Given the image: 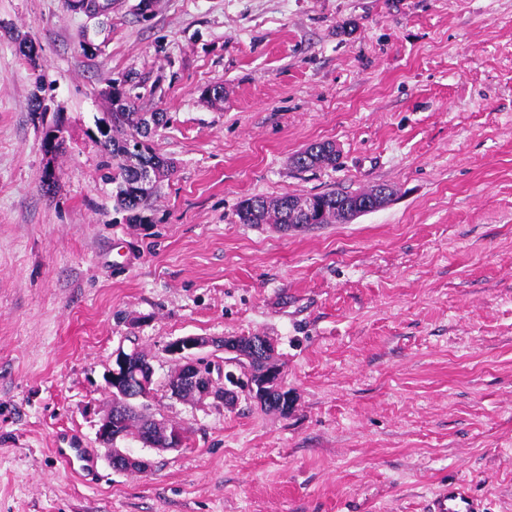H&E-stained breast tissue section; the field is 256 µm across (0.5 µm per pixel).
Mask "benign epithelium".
<instances>
[{
    "label": "benign epithelium",
    "mask_w": 512,
    "mask_h": 512,
    "mask_svg": "<svg viewBox=\"0 0 512 512\" xmlns=\"http://www.w3.org/2000/svg\"><path fill=\"white\" fill-rule=\"evenodd\" d=\"M388 198L389 191L379 189L378 197L372 202L359 203L346 211V220L351 221L382 207ZM209 347H216L228 354L224 364L243 368L244 377L239 378L233 371L226 372L224 368L216 367L215 361L198 356V352ZM165 352L175 362L168 391L177 399L181 398V390L189 389L194 400L221 397L228 404L241 391L263 403L273 393L285 390L281 372L272 363L274 345L265 336H249L245 340L240 336H227L214 340L187 335L169 342ZM153 376L154 369L149 358L135 360L123 351L114 355L112 370L107 379L112 401L99 421L97 435L100 442L109 445L112 466L117 470L140 472L149 467L148 462L135 459L114 447V442L126 435L128 421L123 407L135 401H148L153 393ZM139 439L151 447L168 450L182 447L185 433L182 428L165 424L153 417L141 425Z\"/></svg>",
    "instance_id": "1"
}]
</instances>
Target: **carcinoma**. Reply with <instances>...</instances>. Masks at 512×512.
Listing matches in <instances>:
<instances>
[{"label":"carcinoma","instance_id":"1","mask_svg":"<svg viewBox=\"0 0 512 512\" xmlns=\"http://www.w3.org/2000/svg\"><path fill=\"white\" fill-rule=\"evenodd\" d=\"M112 89V111L98 121L97 142L101 148V180L112 185V199L116 210L125 213L129 224L153 223V202L157 198L161 182L174 171L171 161L157 153L149 144L144 145L141 156L126 157V146L130 137L146 129L149 120L155 127L168 123L164 112L140 111L141 94L136 92L139 84L130 85L114 81ZM336 163V152L331 143H312L295 154L293 165L299 170ZM372 190L358 193L331 191L314 195L307 210L293 213L288 209L292 196L276 199L251 197L243 200L237 217L241 224H332L348 202H362Z\"/></svg>","mask_w":512,"mask_h":512}]
</instances>
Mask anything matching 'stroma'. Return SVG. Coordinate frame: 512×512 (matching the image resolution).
I'll list each match as a JSON object with an SVG mask.
<instances>
[{"mask_svg": "<svg viewBox=\"0 0 512 512\" xmlns=\"http://www.w3.org/2000/svg\"><path fill=\"white\" fill-rule=\"evenodd\" d=\"M138 2L91 19L0 0V512H425L452 478L512 512V0H157L147 19ZM126 76L170 120L148 225L99 180L96 123ZM316 142L336 163L295 168ZM378 184L390 201L347 223L236 215ZM255 334L288 415L170 397L167 343ZM120 350L150 357V410L186 436L117 439L142 473L96 435ZM70 438L95 474L58 461Z\"/></svg>", "mask_w": 512, "mask_h": 512, "instance_id": "stroma-1", "label": "stroma"}]
</instances>
